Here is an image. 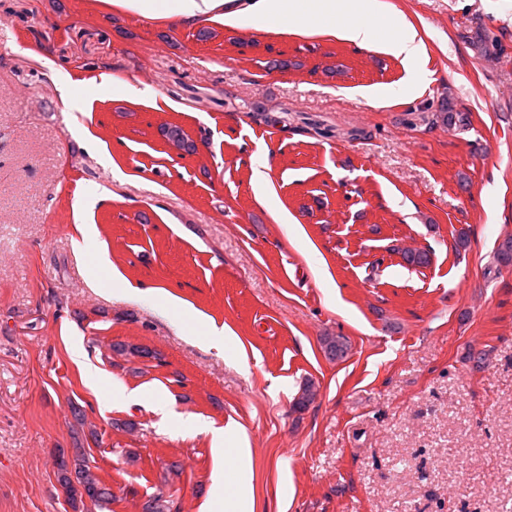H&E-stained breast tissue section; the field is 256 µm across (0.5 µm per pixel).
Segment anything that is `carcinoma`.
Wrapping results in <instances>:
<instances>
[{
	"instance_id": "cac0c4a2",
	"label": "carcinoma",
	"mask_w": 512,
	"mask_h": 512,
	"mask_svg": "<svg viewBox=\"0 0 512 512\" xmlns=\"http://www.w3.org/2000/svg\"><path fill=\"white\" fill-rule=\"evenodd\" d=\"M436 119L448 127L462 128L466 126L467 117L455 112L444 100L440 104ZM163 135L176 148L192 152L195 145L188 142L182 128L172 125L164 128ZM324 353L334 359L343 358L348 350L347 341L342 336H325L322 339ZM58 465V481L66 490L67 498L73 505L89 502L95 508H101L112 501V492L91 470L82 448L73 449L71 458L65 457V449H56Z\"/></svg>"
}]
</instances>
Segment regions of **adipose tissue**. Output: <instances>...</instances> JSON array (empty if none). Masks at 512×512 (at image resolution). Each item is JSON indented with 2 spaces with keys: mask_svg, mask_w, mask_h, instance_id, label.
<instances>
[{
  "mask_svg": "<svg viewBox=\"0 0 512 512\" xmlns=\"http://www.w3.org/2000/svg\"><path fill=\"white\" fill-rule=\"evenodd\" d=\"M124 10L148 17L175 15L184 22H220L227 26L251 18L276 33L286 32L289 21L301 28L320 29L360 47L378 45L415 71L423 54V42L406 28L383 35L390 21L380 11L378 0H113ZM236 473L234 493L217 497V512H253L250 451L230 449Z\"/></svg>",
  "mask_w": 512,
  "mask_h": 512,
  "instance_id": "adipose-tissue-1",
  "label": "adipose tissue"
}]
</instances>
